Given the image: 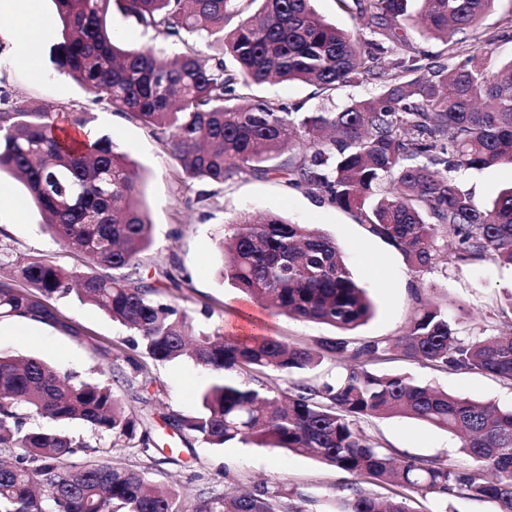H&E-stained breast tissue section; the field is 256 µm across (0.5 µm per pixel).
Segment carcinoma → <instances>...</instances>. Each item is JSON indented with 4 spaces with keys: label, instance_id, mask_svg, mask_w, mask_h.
<instances>
[{
    "label": "carcinoma",
    "instance_id": "carcinoma-1",
    "mask_svg": "<svg viewBox=\"0 0 512 512\" xmlns=\"http://www.w3.org/2000/svg\"><path fill=\"white\" fill-rule=\"evenodd\" d=\"M61 22L55 63L112 110L141 124L166 149L181 181L218 183L236 175L276 178L320 201L355 212L375 237L416 272L440 258L437 239L451 235L460 264L490 258L512 265V186L484 208L457 183L460 173L512 165V62L495 71L466 51L495 0H338L366 21L371 38L324 21L312 0H53ZM257 9L229 32L225 23ZM165 40L184 45L205 36L229 55L206 64L192 50L172 62L128 48L108 25L114 12ZM443 40L450 66L419 55L390 62L407 42L404 23ZM271 79L331 91L367 82L372 97L338 112H291L244 90ZM85 112L24 101L0 108V171L22 181L47 228L93 267L64 269L39 256L0 277V316L81 332L50 303L75 295L136 337L154 361L193 360L211 376L200 412L175 425L222 448L255 442L315 459L353 478L340 512H412L407 493L488 499L512 512V409L452 395L364 362L397 348L446 369L480 370L512 382V328L487 338H459L439 305L417 308L394 341L357 345L341 335L319 349L268 333L247 340L196 329L189 314L161 302L179 287L169 270L149 273L140 255L152 224L140 207V178L111 139L83 138ZM219 244L221 277L273 315L329 325L343 333L371 313L336 240L312 224L276 214L240 215ZM327 357L349 363L334 383L308 375ZM294 376L290 387L275 378ZM51 422L82 421L132 444L145 456L150 431L107 385L74 381L35 357L0 353V512H179L177 494L153 486L144 471L96 459L70 463L83 447L53 428H30L29 413ZM404 416L458 434L470 467L437 457L402 456L362 434L356 421ZM399 488L376 498L362 483ZM298 489L201 495L195 512H307Z\"/></svg>",
    "mask_w": 512,
    "mask_h": 512
}]
</instances>
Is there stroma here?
I'll list each match as a JSON object with an SVG mask.
<instances>
[{"label": "stroma", "instance_id": "35a3bbf8", "mask_svg": "<svg viewBox=\"0 0 512 512\" xmlns=\"http://www.w3.org/2000/svg\"><path fill=\"white\" fill-rule=\"evenodd\" d=\"M512 20V0H497L471 48L487 51L488 63L498 67L512 60V39L500 38L502 26ZM17 17L0 18V96L6 104L25 101L48 104L67 111L88 113L98 136L110 138L127 154L140 174V203L153 224L152 243L143 253L144 267H162L182 275L180 288L166 289L162 302L185 309L195 322L221 328L224 336L241 337L271 327L285 341L315 346L333 336V328L285 316H271L264 305L247 298L218 274V241L227 233L229 221L240 212L256 216L278 213L300 224H312L331 235L356 281L366 288L373 303L372 317L350 331L352 341L393 340L401 336L411 318L417 297L439 302L448 310L460 337L493 336L512 323V311L504 298L512 293V266L486 258L461 265L450 260L452 239L439 240L442 254L435 267L415 273L403 256L383 240L371 235L349 211L320 202L301 189L285 187L276 179L246 174L221 184L190 190L178 179L168 152L137 122L112 111L75 81L58 73L54 64L58 29L45 32L39 48L42 74L18 64L6 31L21 26ZM110 24L118 29L126 46L151 48L171 57L182 52L156 38L134 20L113 13ZM374 85L343 86L322 93L300 82L267 83L253 88L255 98L298 109L301 112L335 111L352 101L373 96ZM461 187L476 201L491 203L499 192L512 186V166L501 165L463 174ZM0 185L8 188L18 207L0 214V248L11 257L41 256L64 267H86L78 257L57 243L43 228L39 210L28 200L22 183L9 172L0 173ZM56 307L79 330L74 339L58 330L0 317V352L37 357L75 380L99 383L147 420L158 443L153 458L133 454L115 445L111 434L97 433L79 421L58 423V430L83 441L72 456L73 464L87 457L145 470L152 484L174 488L181 512H193L201 492H223L227 484L252 489L281 486L300 489L311 497L309 512H335L346 496L348 475L284 449L257 444L229 443L214 448L191 432L171 425V418L196 415L199 394L210 380L209 373L191 360L148 361L152 384L141 390L126 361L133 351L130 334L98 308L75 297L56 300ZM108 346L111 359L98 350ZM369 369L403 373L449 393L484 401L503 409L512 408V384L478 370L436 369L395 352L369 362ZM358 429L383 447L413 457H439L461 470L469 465L455 436L406 417L370 418Z\"/></svg>", "mask_w": 512, "mask_h": 512}]
</instances>
